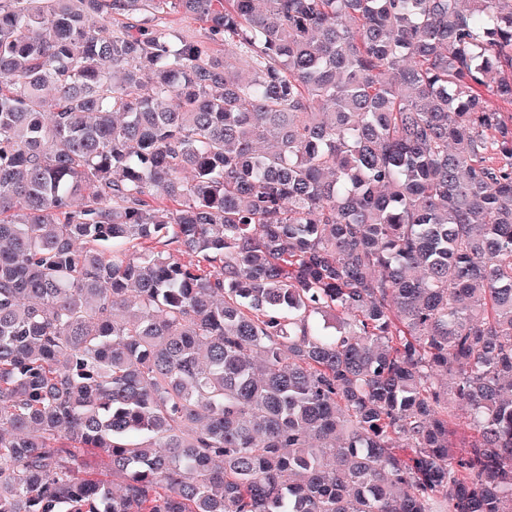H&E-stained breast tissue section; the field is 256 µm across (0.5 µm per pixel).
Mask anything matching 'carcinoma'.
I'll return each instance as SVG.
<instances>
[{
	"instance_id": "1",
	"label": "carcinoma",
	"mask_w": 512,
	"mask_h": 512,
	"mask_svg": "<svg viewBox=\"0 0 512 512\" xmlns=\"http://www.w3.org/2000/svg\"><path fill=\"white\" fill-rule=\"evenodd\" d=\"M0 512H512V0H0ZM161 22L186 37L205 39L207 35L202 23L188 19L181 14H164Z\"/></svg>"
}]
</instances>
